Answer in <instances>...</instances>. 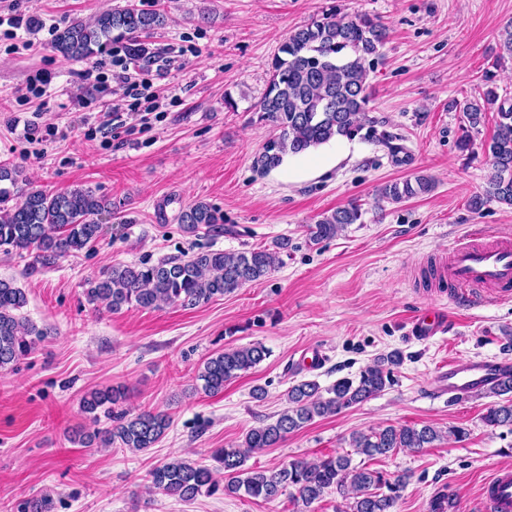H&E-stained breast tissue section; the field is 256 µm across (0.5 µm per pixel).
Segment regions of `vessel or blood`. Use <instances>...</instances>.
Segmentation results:
<instances>
[{
	"instance_id": "b4317fda",
	"label": "vessel or blood",
	"mask_w": 512,
	"mask_h": 512,
	"mask_svg": "<svg viewBox=\"0 0 512 512\" xmlns=\"http://www.w3.org/2000/svg\"><path fill=\"white\" fill-rule=\"evenodd\" d=\"M439 274L454 286L457 299L472 306L481 302L488 288L503 298L512 297V235L472 229L464 243L452 247L450 261ZM412 324L415 333L425 338L448 329L446 318L430 310L417 314ZM506 368V363L494 360L452 359L438 372V388L452 397L483 394L502 378ZM481 498L484 512H512V471H495L483 483Z\"/></svg>"
}]
</instances>
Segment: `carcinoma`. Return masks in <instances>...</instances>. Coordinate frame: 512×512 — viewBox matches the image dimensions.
Returning a JSON list of instances; mask_svg holds the SVG:
<instances>
[{"label":"carcinoma","instance_id":"cac0c4a2","mask_svg":"<svg viewBox=\"0 0 512 512\" xmlns=\"http://www.w3.org/2000/svg\"><path fill=\"white\" fill-rule=\"evenodd\" d=\"M159 10H143L131 5L114 8L87 22L73 19L55 32L52 49L67 60L82 61L102 53L114 39L135 41L148 37L167 25ZM387 38V26L367 14L347 16L333 5L308 23L294 29L273 57L265 93L256 111L258 119L270 123L276 134L263 145L254 160L258 172L266 174L279 167L288 155H301L342 138L376 137L374 121L368 118L369 73ZM497 60L512 59V20L500 30ZM484 90L479 98L466 101L463 112L464 136L460 145L470 146L469 130L483 123L486 113L498 115L497 130L482 145L490 160L491 173L483 193L471 197L469 207L480 210L488 202L512 208V105L500 101L490 72L483 75ZM22 170L0 165V247L34 251L44 265L79 252L96 242L102 217L112 216V202L89 188L56 193L27 190L21 186ZM434 182L424 175L386 183L378 189V201L399 203L432 191ZM362 208L356 201L322 214L307 225L313 243L336 237L350 224L361 223ZM179 223L188 233L211 232L224 223V215L211 204L198 200L183 209ZM283 239L271 250L265 247L241 252L203 250L187 258L168 257L156 263L112 265L87 282L89 303L103 305L114 313L125 306L153 309L161 303L196 307L216 297L231 294L246 284L264 280L283 264ZM27 305L23 289L0 278V373L14 368L30 355L46 332L19 314ZM268 350L259 343L228 349L208 358L198 374L202 389L209 394L261 363ZM402 363L393 351L361 371L357 379L343 378L321 388L315 381H302L288 388L287 407L269 423L249 430L236 447L221 448L214 459L224 471V493L273 501L284 489L296 490L297 500L309 508L334 490L346 498L344 512H395L409 475L395 478L352 464L351 454L320 457L314 461L294 460L282 467H248L250 454L274 448L291 433L317 418L334 416L364 402L392 382V368ZM125 399L115 389L93 390L82 398L84 413L93 419L104 415L113 427L78 437L82 444L98 440L116 441L133 451H146L165 435L170 420L164 414L143 411L131 414L115 406ZM493 428L512 426V400L495 403L484 415ZM447 437L461 439L458 429L448 434L433 426H386L352 434L350 445L368 458L387 456L400 449L427 448ZM151 487L165 495L189 501L197 495L218 490L214 470L183 457H174L154 468Z\"/></svg>","mask_w":512,"mask_h":512}]
</instances>
